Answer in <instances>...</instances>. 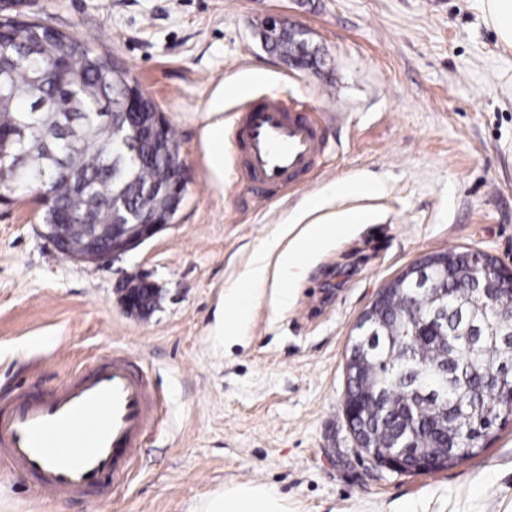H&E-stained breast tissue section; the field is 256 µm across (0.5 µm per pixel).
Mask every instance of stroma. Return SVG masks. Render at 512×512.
<instances>
[{
    "instance_id": "1",
    "label": "stroma",
    "mask_w": 512,
    "mask_h": 512,
    "mask_svg": "<svg viewBox=\"0 0 512 512\" xmlns=\"http://www.w3.org/2000/svg\"><path fill=\"white\" fill-rule=\"evenodd\" d=\"M109 52L152 97L190 171L173 222L105 263L61 254L31 192L0 204V399L47 395L106 351L133 355L159 395L127 478L51 499L0 461V512H191L224 485L267 483L291 512H512V417L473 458L401 473L358 448L343 410L356 324L426 255L472 250L512 265V49L483 0H0ZM302 26L320 67L262 48L268 17ZM224 98V175L203 117ZM267 95L314 112L324 154L304 187L257 203L236 173L239 112ZM357 184V193L342 185ZM361 222L316 250L288 307L253 300L241 340L216 314L297 206ZM160 290L128 314L119 281Z\"/></svg>"
}]
</instances>
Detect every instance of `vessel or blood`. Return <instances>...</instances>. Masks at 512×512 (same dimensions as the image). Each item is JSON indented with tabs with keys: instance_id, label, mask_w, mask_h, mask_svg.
<instances>
[{
	"instance_id": "b4317fda",
	"label": "vessel or blood",
	"mask_w": 512,
	"mask_h": 512,
	"mask_svg": "<svg viewBox=\"0 0 512 512\" xmlns=\"http://www.w3.org/2000/svg\"><path fill=\"white\" fill-rule=\"evenodd\" d=\"M234 135L245 154L239 178L260 202L284 184L304 186L325 151L308 111L277 96L242 110ZM153 410L148 376L115 351L51 396L0 400V457L48 497H85L128 474Z\"/></svg>"
}]
</instances>
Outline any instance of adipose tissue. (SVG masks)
Masks as SVG:
<instances>
[{
  "label": "adipose tissue",
  "instance_id": "ef3b65f1",
  "mask_svg": "<svg viewBox=\"0 0 512 512\" xmlns=\"http://www.w3.org/2000/svg\"><path fill=\"white\" fill-rule=\"evenodd\" d=\"M222 99H215L205 115L203 133L209 147L210 166L216 177L224 175V115ZM321 200L305 204L300 217L289 224L286 239H273L259 248L245 274L242 287L224 296L228 317L224 325L225 340L238 337L237 327L249 316L251 300L262 287L271 286L276 304H286L294 283L316 249L348 232L359 223L355 212L343 213L338 220L323 221L316 213L324 208ZM196 512H289L288 500L260 483H233L213 492L196 506Z\"/></svg>",
  "mask_w": 512,
  "mask_h": 512
}]
</instances>
